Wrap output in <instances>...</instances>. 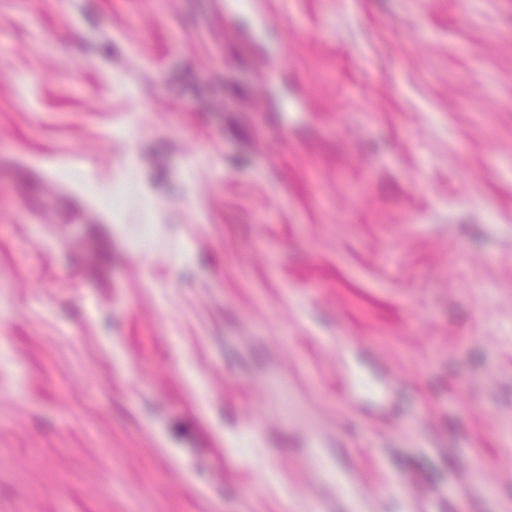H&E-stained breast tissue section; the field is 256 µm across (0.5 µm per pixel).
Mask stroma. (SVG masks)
<instances>
[{
  "mask_svg": "<svg viewBox=\"0 0 512 512\" xmlns=\"http://www.w3.org/2000/svg\"><path fill=\"white\" fill-rule=\"evenodd\" d=\"M313 429L512 512V0H0V512H316Z\"/></svg>",
  "mask_w": 512,
  "mask_h": 512,
  "instance_id": "stroma-1",
  "label": "stroma"
}]
</instances>
